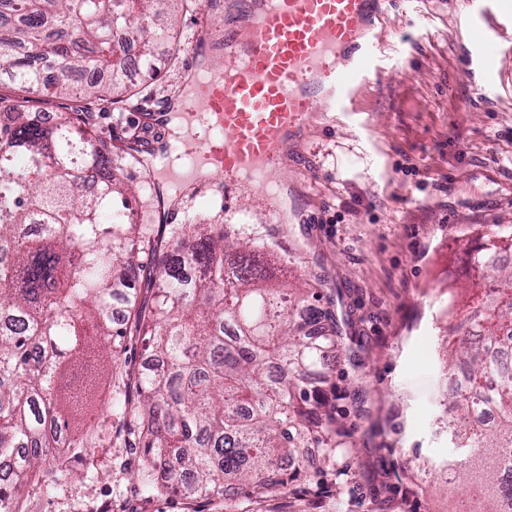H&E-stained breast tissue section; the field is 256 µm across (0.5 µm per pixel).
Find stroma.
<instances>
[{"instance_id": "1", "label": "stroma", "mask_w": 512, "mask_h": 512, "mask_svg": "<svg viewBox=\"0 0 512 512\" xmlns=\"http://www.w3.org/2000/svg\"><path fill=\"white\" fill-rule=\"evenodd\" d=\"M480 1L496 28L472 14L473 0L386 6L379 47L350 97L313 113L271 172L280 216L246 188L225 197L186 185L166 201L177 223L224 224L273 246L317 288L320 307H334L360 358L345 380L364 407L339 403L351 446L289 493L252 500L250 512H453L473 494L448 488L453 451L437 420L449 291L471 281L470 247L512 224V9ZM172 49L158 42L156 75L141 76L126 102L98 105L91 121L136 193L134 223L164 240L172 224L158 207L159 172L129 162L123 147L139 135L152 155L169 140L167 126L140 115L182 96ZM111 421V447L83 449L69 470H42L21 512H228L222 496L146 495L135 424Z\"/></svg>"}]
</instances>
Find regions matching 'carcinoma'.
<instances>
[{
	"label": "carcinoma",
	"mask_w": 512,
	"mask_h": 512,
	"mask_svg": "<svg viewBox=\"0 0 512 512\" xmlns=\"http://www.w3.org/2000/svg\"><path fill=\"white\" fill-rule=\"evenodd\" d=\"M174 12L158 0H0V248L13 265L0 269V460L13 458L0 484V512H19V494L44 464L61 467L56 448H100L112 440L99 423L70 433L76 369L92 356L88 330L110 344L111 408L137 420L145 493L168 483L189 497H211L233 486L249 500L283 494L310 462L345 448L337 401L351 393L329 383L330 365L354 364L331 311L277 274L278 261L234 239L222 224L174 227L168 243L149 224L126 222L131 198L112 172L111 151L91 135L89 106L61 112L51 126L32 120L30 94L71 91L87 70L111 74L84 96L112 105L129 84L125 45L139 48L142 70L154 71L155 45ZM109 172L98 192L73 187L90 172ZM109 223H102L103 217ZM44 225L36 238L17 236L24 224ZM512 228L470 252L474 270L469 313L448 335L447 372L465 371L468 391L448 390L444 422L456 455L454 480L479 490L497 512L512 494ZM149 252L156 290L138 299V259ZM126 308L112 317V302ZM327 323L319 336L304 331L309 317ZM136 337L158 369L137 377L121 355ZM496 346L498 356L489 358ZM490 410L494 427L477 429L473 415Z\"/></svg>",
	"instance_id": "1"
}]
</instances>
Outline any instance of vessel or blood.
Returning a JSON list of instances; mask_svg holds the SVG:
<instances>
[{
	"instance_id": "b4317fda",
	"label": "vessel or blood",
	"mask_w": 512,
	"mask_h": 512,
	"mask_svg": "<svg viewBox=\"0 0 512 512\" xmlns=\"http://www.w3.org/2000/svg\"><path fill=\"white\" fill-rule=\"evenodd\" d=\"M380 0H245L224 33L220 68H200L188 54L195 95L182 109L199 133L180 149L187 178L220 176L246 185L270 213L279 191L268 181L293 135L322 101L350 80V68L378 47Z\"/></svg>"
}]
</instances>
